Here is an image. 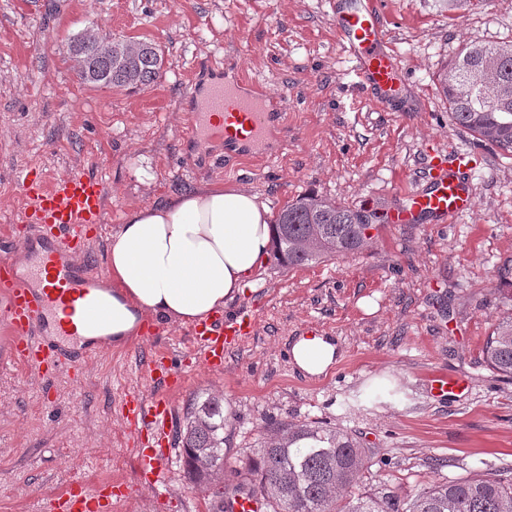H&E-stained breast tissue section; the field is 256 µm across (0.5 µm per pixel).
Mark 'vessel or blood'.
Listing matches in <instances>:
<instances>
[{
    "instance_id": "vessel-or-blood-1",
    "label": "vessel or blood",
    "mask_w": 512,
    "mask_h": 512,
    "mask_svg": "<svg viewBox=\"0 0 512 512\" xmlns=\"http://www.w3.org/2000/svg\"><path fill=\"white\" fill-rule=\"evenodd\" d=\"M390 32L380 0H339L336 6V41L353 63L373 99L401 95L403 80L389 48ZM189 97L199 100L196 122L216 139L234 144L264 142L278 126L291 101L273 96L263 85L235 79L213 85L205 96L188 87ZM467 172L452 169L444 154L428 156L423 185L411 191L408 209L398 210L393 223L404 224L419 213L446 224L468 212L473 204ZM108 192L97 176L75 171L46 181L40 172L28 170L19 183L27 202L33 228L22 247L29 259L19 269L13 259L0 258V325L10 342L7 359L48 372H79L104 350L103 341L86 339L80 330L91 320L107 314L95 301L102 283L91 264L80 262L86 250L87 233L100 224ZM254 319L246 312L217 314L191 327L197 341L196 358L208 370L222 369L224 347L238 336L250 334ZM164 351H154L147 363L149 383L127 393L123 408L130 422L143 423L151 446L137 449V465L143 477L162 483L169 457L172 404L169 389L180 384L182 375L167 363ZM469 379L436 371L428 377V389L443 399L456 389H472ZM120 481L103 480L93 489L67 486L51 497L47 512H113L121 502Z\"/></svg>"
}]
</instances>
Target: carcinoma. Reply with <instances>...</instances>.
I'll return each mask as SVG.
<instances>
[{
    "instance_id": "carcinoma-1",
    "label": "carcinoma",
    "mask_w": 512,
    "mask_h": 512,
    "mask_svg": "<svg viewBox=\"0 0 512 512\" xmlns=\"http://www.w3.org/2000/svg\"><path fill=\"white\" fill-rule=\"evenodd\" d=\"M68 53L82 83L125 90L162 76V60L150 42L112 43L103 51L99 33L79 36ZM453 124L486 144L512 152V43L463 46L437 76ZM386 214L377 206L352 209L309 193L287 203L275 220L274 255L288 266L356 254ZM482 353L488 367L512 380V313L493 324ZM229 421L224 398L198 397L177 432L190 481L203 486L209 512H232L231 499H261L267 512H512V468L454 480H436L400 498L359 489L377 464L360 437L323 421L270 420L261 447L244 466L224 469Z\"/></svg>"
}]
</instances>
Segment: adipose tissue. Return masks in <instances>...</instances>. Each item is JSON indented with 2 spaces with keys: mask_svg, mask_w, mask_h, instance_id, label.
I'll list each match as a JSON object with an SVG mask.
<instances>
[{
  "mask_svg": "<svg viewBox=\"0 0 512 512\" xmlns=\"http://www.w3.org/2000/svg\"><path fill=\"white\" fill-rule=\"evenodd\" d=\"M273 216L257 195L214 184L132 211L108 238L113 291L102 298L108 326L92 337L115 340L138 332L145 316L187 326L222 311L266 263ZM294 363L320 375L334 363L337 345L305 336L291 346Z\"/></svg>",
  "mask_w": 512,
  "mask_h": 512,
  "instance_id": "adipose-tissue-1",
  "label": "adipose tissue"
}]
</instances>
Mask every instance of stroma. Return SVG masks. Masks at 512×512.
<instances>
[{"label":"stroma","instance_id":"obj_1","mask_svg":"<svg viewBox=\"0 0 512 512\" xmlns=\"http://www.w3.org/2000/svg\"><path fill=\"white\" fill-rule=\"evenodd\" d=\"M391 49L404 75V103L371 105L336 45L329 0H0V256L27 233L18 179L85 170L109 188L101 228L88 234L94 267L106 271L108 236L133 209L214 183L245 189L272 212L306 193L352 207L402 208L427 152L465 157L471 212L451 224H385L364 252L285 267L268 259L226 310L251 308L256 324L224 353V368L195 366L182 327L126 337L87 363L82 376L43 379L0 366V512H43L70 481H122L115 512H207L172 448L167 480L145 486L122 412L164 350L189 365L172 391L176 419L193 397L223 396L230 458L258 448L265 420L318 419L357 432L383 464L370 492L414 494L441 474L465 477L512 466V382L481 349L491 324L512 312L499 267L512 259V153L456 128L436 72L470 42L512 41V0H489L464 17L437 0H384ZM112 29L159 42L162 76L136 91L80 84L66 54L71 37ZM243 75L293 105L268 145L269 161L224 149L193 127L185 95ZM190 156L184 166L181 156ZM337 339L328 371L310 377L290 359L307 332ZM472 379L458 400L431 397L425 376Z\"/></svg>","mask_w":512,"mask_h":512}]
</instances>
